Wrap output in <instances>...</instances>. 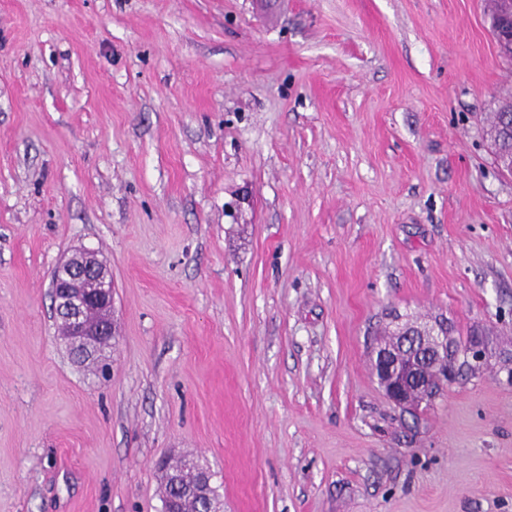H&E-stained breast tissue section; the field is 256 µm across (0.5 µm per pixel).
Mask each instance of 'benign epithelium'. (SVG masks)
Wrapping results in <instances>:
<instances>
[{"label": "benign epithelium", "instance_id": "1", "mask_svg": "<svg viewBox=\"0 0 512 512\" xmlns=\"http://www.w3.org/2000/svg\"><path fill=\"white\" fill-rule=\"evenodd\" d=\"M55 314L65 323L61 339L81 361L99 354V340L115 335L112 322V278L95 255L77 250L55 268L51 279ZM483 346L474 340L457 347L448 324L439 322L419 331L403 327L393 344L375 347L373 372L386 397L396 407L413 412L430 404L440 389L457 378L461 362L481 364ZM195 478V492L205 499L208 512H224L211 485V473L200 461L182 458Z\"/></svg>", "mask_w": 512, "mask_h": 512}]
</instances>
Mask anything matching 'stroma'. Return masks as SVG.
Wrapping results in <instances>:
<instances>
[{"label":"stroma","mask_w":512,"mask_h":512,"mask_svg":"<svg viewBox=\"0 0 512 512\" xmlns=\"http://www.w3.org/2000/svg\"><path fill=\"white\" fill-rule=\"evenodd\" d=\"M512 96L487 0H0V512H512ZM112 272L108 372L50 277ZM486 341L419 419L393 315ZM506 126L508 127V135L505 138H501L498 140L497 137H493V132L497 131L499 127ZM512 112H501V107L497 112L493 113L490 126L488 129V135L490 136L493 145H494V154L495 161L497 164L498 157H502L503 155H512ZM498 167V164H497ZM499 169V167H498ZM184 465L189 469L195 478V492L199 497L205 499L208 511L207 512H223L224 502L218 501L213 487L211 485V473L208 469L202 466L200 461L191 455H185L181 458Z\"/></svg>","instance_id":"obj_1"}]
</instances>
